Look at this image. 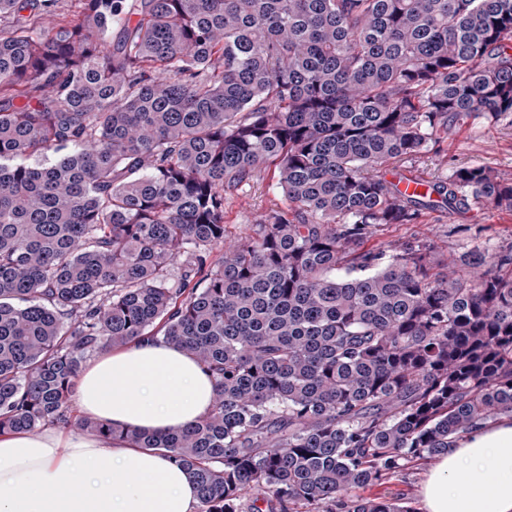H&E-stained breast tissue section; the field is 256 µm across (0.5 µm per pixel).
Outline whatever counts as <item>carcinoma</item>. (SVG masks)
<instances>
[{
	"mask_svg": "<svg viewBox=\"0 0 512 512\" xmlns=\"http://www.w3.org/2000/svg\"><path fill=\"white\" fill-rule=\"evenodd\" d=\"M55 2L0 0V432L72 425L87 358L161 336L208 414L82 431L186 469L199 512H409L356 491L512 414V244L365 243L512 210L481 166L387 179L512 113V0ZM270 166L288 209L226 244L224 191ZM433 212L437 214L432 216ZM413 238L433 240L439 262L463 252L506 246L512 242V212L472 206L456 211L425 210L420 224L385 225L369 239L367 247L386 248Z\"/></svg>",
	"mask_w": 512,
	"mask_h": 512,
	"instance_id": "carcinoma-1",
	"label": "carcinoma"
}]
</instances>
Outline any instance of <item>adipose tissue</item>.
<instances>
[{
	"label": "adipose tissue",
	"instance_id": "obj_1",
	"mask_svg": "<svg viewBox=\"0 0 512 512\" xmlns=\"http://www.w3.org/2000/svg\"><path fill=\"white\" fill-rule=\"evenodd\" d=\"M214 383L186 351L138 341L100 352L75 381L82 415L164 434L195 424ZM193 480L161 453L71 429L0 434V512H196ZM421 512H512V416L480 425L442 455Z\"/></svg>",
	"mask_w": 512,
	"mask_h": 512
}]
</instances>
